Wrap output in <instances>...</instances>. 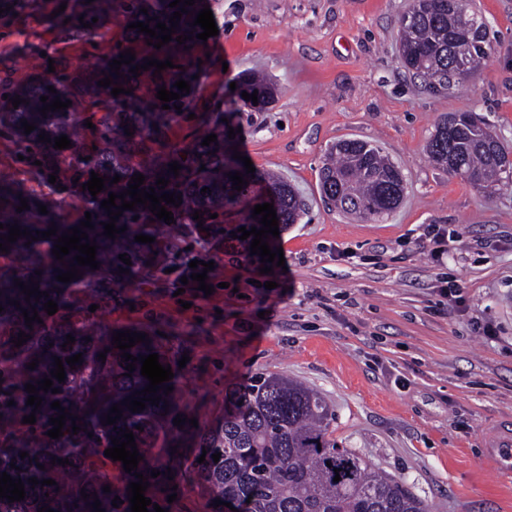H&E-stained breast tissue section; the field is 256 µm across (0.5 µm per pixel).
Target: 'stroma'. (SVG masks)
I'll list each match as a JSON object with an SVG mask.
<instances>
[{"label":"stroma","instance_id":"obj_1","mask_svg":"<svg viewBox=\"0 0 512 512\" xmlns=\"http://www.w3.org/2000/svg\"><path fill=\"white\" fill-rule=\"evenodd\" d=\"M482 14L490 61L452 93L425 89L399 57V21L412 0H214L219 30L197 48L200 102H221L257 173L283 176L306 203L270 248L284 267L257 286L259 266L231 261L248 210L221 231L182 225L165 247L146 244L138 275L112 302L82 300L75 319L101 329L162 333L187 357L178 385L190 416L216 423L224 391L280 373L319 391L336 439L401 479L431 512H512V472L492 463L512 443V185L485 196L433 164L426 146L451 112L482 116L512 146V0H469ZM112 24L96 46L58 40L26 10L0 19V69L36 73L31 46L74 64L121 42ZM247 70L278 85L265 111L231 91ZM342 138L380 146L402 169L400 207L356 221L327 206L318 172ZM456 231L449 256L431 227ZM213 262L205 295L192 260Z\"/></svg>","mask_w":512,"mask_h":512}]
</instances>
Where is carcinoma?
<instances>
[{"label": "carcinoma", "instance_id": "cac0c4a2", "mask_svg": "<svg viewBox=\"0 0 512 512\" xmlns=\"http://www.w3.org/2000/svg\"><path fill=\"white\" fill-rule=\"evenodd\" d=\"M173 0H41L38 8L45 12V22L63 40L92 43L103 36V32L117 20L127 26L133 22L150 21V28L159 22L169 23L170 16L180 7H169ZM66 4L63 13L51 17L61 4ZM148 9L143 14L140 9ZM84 22H79V16ZM468 22L463 24L456 17L450 0H413L410 9L402 16L399 27V53L405 70L412 77L433 90H451L466 80L471 72L491 58V46L487 26L483 17L467 10ZM98 18L92 22V18ZM194 17L184 14L179 21L172 40L159 49L146 43L147 36L137 29L126 30L129 49L136 59L122 65L118 86L131 90L129 94L113 96L112 87H101L98 81L111 73L112 60L119 58L124 49L116 47L102 57L88 62L81 69L72 66L70 60L54 54L55 72L33 76L26 80L16 79L7 69L0 71V142L14 148V155L24 156L16 160L22 170L43 184H48L49 175L67 172L65 193L79 200V217L71 218L69 204L46 203L47 213L38 210L42 199L18 187L0 184V223L17 224L31 232L46 231L54 225L57 235L80 225L85 213L92 214L94 228L84 229L88 239L96 241V261L100 268H80L82 278L63 283L56 280L62 262H70L76 251L59 261L52 254L54 238L30 241V236H21L10 244L9 252L0 251V416L5 424H20L23 418L35 414L32 425L35 433L31 440L19 447L10 446L8 437L0 440V473L5 472L16 480L22 479L26 492L20 502L0 499V512H38L47 506L54 512H95L92 494H97L105 512H131L128 500V484L138 481L134 473L120 471L113 474L104 465V451L111 447V438L120 429L133 431L139 454L137 472L147 477L149 487L145 497L157 502L170 495L174 481L168 472L178 477L185 474L196 476L205 483L212 500L228 502L231 507L219 506L215 512H428V505L415 495L396 477L381 471L352 448H341L333 437L334 414L324 397L302 382L282 374H265L255 377L246 387L227 388L224 392V420L216 427L198 425L193 429L196 453L190 465L179 454L172 453L178 445L176 433L179 427L173 419L187 416L186 405L178 390L169 394L159 391V406L146 402V408L133 413L123 408L122 417L115 425H103L105 415L114 404L141 391L149 384L140 373L141 363H136L132 376H126L127 362L122 350L112 345V335H103L92 321L73 322L70 313L74 309L73 298L80 293L95 296L99 301L112 302V286L119 277H127L138 271L141 265L139 234L162 237L176 231L183 224H194V212L203 215V223L219 224L227 210L240 206L259 204L252 195L253 184L242 190L232 189L229 173L239 172L240 160L233 158L234 151L226 146L223 108L216 104L204 109L198 105L196 96L203 74L194 57V48L201 43L196 35L203 32L200 26H189ZM88 27H83V24ZM180 35L190 39L181 44ZM161 61L172 58L175 67L161 71L162 78L153 76L156 68L140 71V76L130 72L146 58ZM183 79L190 84V93H181V98L168 102L171 109L160 108L163 101L156 98L157 89L164 86L168 91H177L173 84ZM54 87L51 93L48 87ZM240 91L255 92L258 104L243 101L247 106L259 108L269 104L276 88L267 79L255 74L242 77ZM27 100L13 107L15 96ZM46 96L52 101L70 100L72 105L64 110L47 112L40 109ZM181 110L174 109V106ZM185 112L197 113L200 135L188 147L167 143V133L174 122ZM35 125L31 133H24L21 120ZM95 121L98 146L95 150L84 147L88 128L86 120ZM158 128H153V125ZM133 135L128 136L125 128ZM50 138L68 136L72 147L56 149L54 143L39 141V134ZM214 133L217 141L202 145L204 137ZM508 146L471 112H450L437 124L427 143L431 160L449 174L460 176L474 188L492 194L503 183V167L508 164ZM42 165L37 166L34 161ZM181 164L179 176L168 171V163ZM58 170H52V167ZM121 180L113 184L105 182L106 190L91 195L82 190V185L91 178V172ZM145 176L142 187H156L161 176L169 180L162 193L182 194L178 207L161 202L173 213L174 222L167 224L157 219L146 205H137L136 210H125L117 220L116 227L127 226V230L112 240L103 235L102 223L109 222L106 209L101 202L129 188L135 174ZM336 177L333 186L347 206L340 211L360 220H374L394 211L402 201L405 185L401 168L391 160L383 149L368 141L339 139L328 151L327 162L320 169L319 188L322 196L330 190L328 180ZM78 183H73V179ZM263 186L270 196L276 198L283 223L295 224L300 219L304 203L295 190L275 174L264 176ZM207 192H201L202 188ZM28 200L30 209L16 211L20 199ZM218 214L215 219L212 214ZM131 258L129 273H119L126 264L118 255ZM41 274H35V271ZM29 283L38 282L39 290L49 297L25 300L26 294L15 286V279ZM53 300L58 311L50 316L44 311V303ZM17 300L16 307L11 301ZM38 312L43 323L25 324L22 310ZM24 332L31 336L17 347L12 339ZM75 337V342L64 345L66 335ZM91 341H86V338ZM137 343L127 353L139 355L159 354L163 366L175 365V359L155 340ZM106 360L98 359L100 352ZM82 354L83 363L70 368L66 358ZM63 360L66 378L64 382L53 380V387L60 389L54 394L39 391L41 407L33 410L27 404L29 393L26 384L37 385L45 377H51L55 368L54 357ZM38 361L35 369L27 364ZM95 390V410L86 411L83 387ZM14 405H8L9 401ZM58 401L66 411L81 417L77 422L80 431L73 432L72 421H65L64 436L52 439L47 431L53 428L51 417L59 410L51 408ZM141 429H136V426ZM93 436H88V433ZM207 454H202V451ZM28 457L20 458V453ZM219 453V461L212 454ZM205 456L200 463L198 458ZM69 459V464H51L52 458ZM44 469L37 468V464ZM16 468H11V465ZM160 471L156 478L152 470ZM341 480L334 481L335 475ZM35 477L53 479L56 484L32 485L28 479ZM111 486V491L103 487ZM90 494L83 499L81 492ZM119 497L123 503L112 506Z\"/></svg>", "mask_w": 512, "mask_h": 512}]
</instances>
